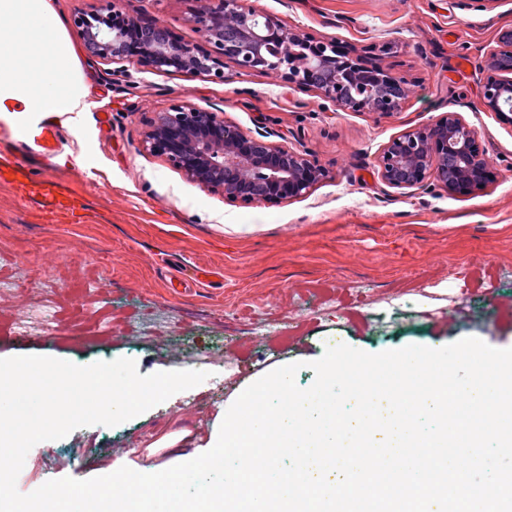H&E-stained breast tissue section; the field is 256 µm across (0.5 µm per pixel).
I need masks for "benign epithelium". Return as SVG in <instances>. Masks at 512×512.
I'll return each instance as SVG.
<instances>
[{
    "label": "benign epithelium",
    "instance_id": "obj_1",
    "mask_svg": "<svg viewBox=\"0 0 512 512\" xmlns=\"http://www.w3.org/2000/svg\"><path fill=\"white\" fill-rule=\"evenodd\" d=\"M72 18L88 55L104 64L125 63L157 73L225 83L238 74H274L289 86L313 91L334 109L379 117L399 113L408 96L405 78L382 63L394 45L372 55L288 26L245 0H191L188 21L196 42L169 36L156 20L97 0ZM301 44L306 50L292 51ZM477 110L512 125V27H502L489 50ZM143 150L164 158L187 179L242 205L276 204L308 194L327 176L306 150L285 148L267 135L249 134L217 109L176 100L148 121ZM382 183L422 189L435 181L451 193L482 191L494 174L478 131L459 113L404 130L376 157Z\"/></svg>",
    "mask_w": 512,
    "mask_h": 512
}]
</instances>
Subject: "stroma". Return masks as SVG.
Segmentation results:
<instances>
[{"mask_svg":"<svg viewBox=\"0 0 512 512\" xmlns=\"http://www.w3.org/2000/svg\"><path fill=\"white\" fill-rule=\"evenodd\" d=\"M249 2L360 51L394 43L384 63L408 82L403 107L379 118L328 109L272 74L223 84L136 69L123 77L84 58L88 111L61 127L60 155L26 158L37 181L75 192L84 223H53L0 183V279L16 285L0 295V359L85 366L126 357L142 375L188 368L209 377L118 426L35 445L17 479L21 493L101 475L119 459L165 461L170 449L150 453L152 442L181 428L205 431L235 390L272 366L304 362L296 382L309 387L306 364L329 344L375 354L476 337L512 347V126L476 109L487 53L498 29L512 25V0L483 9L460 0ZM121 5L180 40L198 38L187 0ZM177 99L312 152L327 178L278 204L225 201L141 147L150 117ZM446 112L478 130L496 181L468 196L386 187L375 167L384 146ZM199 265L215 269L216 281L172 294L169 276ZM43 300L55 323L35 325L18 344L13 319Z\"/></svg>","mask_w":512,"mask_h":512,"instance_id":"obj_1","label":"stroma"}]
</instances>
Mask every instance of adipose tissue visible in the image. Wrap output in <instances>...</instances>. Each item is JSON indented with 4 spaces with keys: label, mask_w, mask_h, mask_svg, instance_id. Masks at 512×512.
I'll return each mask as SVG.
<instances>
[{
    "label": "adipose tissue",
    "mask_w": 512,
    "mask_h": 512,
    "mask_svg": "<svg viewBox=\"0 0 512 512\" xmlns=\"http://www.w3.org/2000/svg\"><path fill=\"white\" fill-rule=\"evenodd\" d=\"M80 53L57 0H0V120L20 130L45 115L87 111Z\"/></svg>",
    "instance_id": "1"
}]
</instances>
